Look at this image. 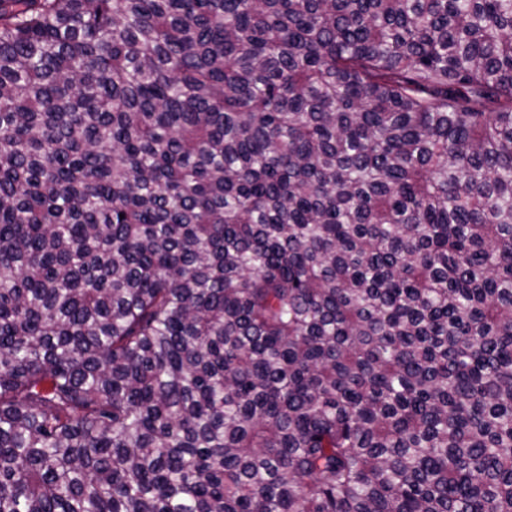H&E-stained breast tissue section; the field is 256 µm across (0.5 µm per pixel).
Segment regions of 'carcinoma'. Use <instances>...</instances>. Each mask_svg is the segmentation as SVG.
<instances>
[{
    "instance_id": "1",
    "label": "carcinoma",
    "mask_w": 512,
    "mask_h": 512,
    "mask_svg": "<svg viewBox=\"0 0 512 512\" xmlns=\"http://www.w3.org/2000/svg\"><path fill=\"white\" fill-rule=\"evenodd\" d=\"M0 512H512V0H0Z\"/></svg>"
}]
</instances>
